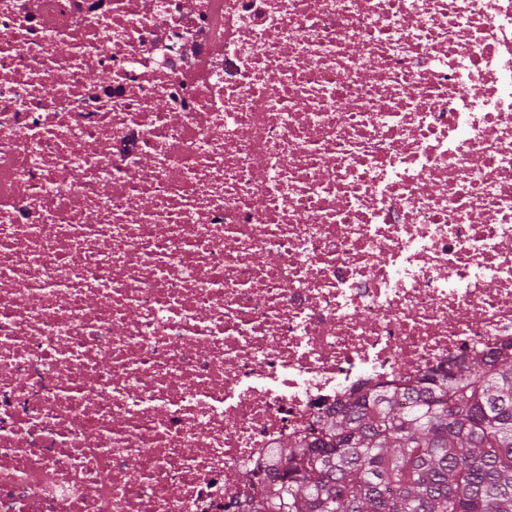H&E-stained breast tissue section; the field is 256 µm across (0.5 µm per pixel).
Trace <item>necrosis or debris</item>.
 <instances>
[{
  "mask_svg": "<svg viewBox=\"0 0 512 512\" xmlns=\"http://www.w3.org/2000/svg\"><path fill=\"white\" fill-rule=\"evenodd\" d=\"M510 341L512 0H0V512H224Z\"/></svg>",
  "mask_w": 512,
  "mask_h": 512,
  "instance_id": "obj_1",
  "label": "necrosis or debris"
}]
</instances>
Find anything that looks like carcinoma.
<instances>
[{"instance_id":"carcinoma-1","label":"carcinoma","mask_w":512,"mask_h":512,"mask_svg":"<svg viewBox=\"0 0 512 512\" xmlns=\"http://www.w3.org/2000/svg\"><path fill=\"white\" fill-rule=\"evenodd\" d=\"M274 465L244 512H512V343L354 391Z\"/></svg>"}]
</instances>
